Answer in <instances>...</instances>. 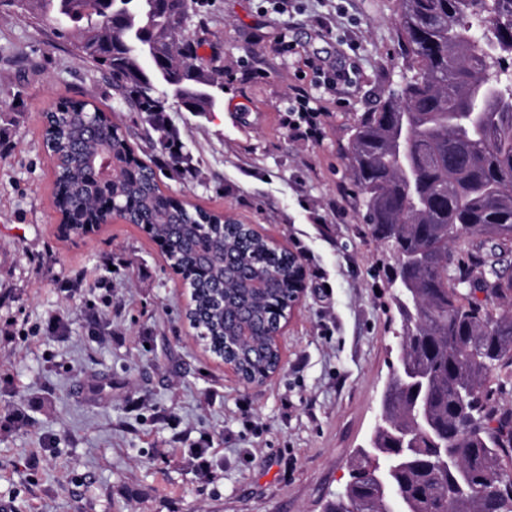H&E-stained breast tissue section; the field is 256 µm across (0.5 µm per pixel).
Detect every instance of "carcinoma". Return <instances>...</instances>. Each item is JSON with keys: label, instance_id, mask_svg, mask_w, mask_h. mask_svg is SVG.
<instances>
[{"label": "carcinoma", "instance_id": "obj_1", "mask_svg": "<svg viewBox=\"0 0 512 512\" xmlns=\"http://www.w3.org/2000/svg\"><path fill=\"white\" fill-rule=\"evenodd\" d=\"M85 61L112 77L117 99L141 113L142 131L124 130L88 101L61 100L62 121L48 112L45 139L63 163L54 168L53 205L78 224L93 210L69 214L76 197L110 201L118 217L153 240H175L166 253L183 279L184 316L200 344L259 384L280 366L277 334L291 310L295 260L224 213L177 198L161 201V171L141 161L136 136L168 153L178 175L192 166L167 128L156 97L162 71L183 68L195 86L182 98L191 112H210L224 86L221 70L193 76L183 30L156 0H37ZM407 82L353 127L347 156L362 198L366 234L390 262L408 261L411 283L388 282L399 321V350L389 362L386 404L371 445L389 447L393 429L416 432V463L396 471L377 494L363 474L336 494L326 512H512V412L496 410L487 382L512 380V313L466 300L461 288L512 300V278L476 263L464 267L452 248L490 236L512 247V0H397ZM120 168L111 184L86 174ZM426 377L418 400L403 372ZM452 448L455 467L437 446Z\"/></svg>", "mask_w": 512, "mask_h": 512}]
</instances>
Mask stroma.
Instances as JSON below:
<instances>
[{"mask_svg": "<svg viewBox=\"0 0 512 512\" xmlns=\"http://www.w3.org/2000/svg\"><path fill=\"white\" fill-rule=\"evenodd\" d=\"M397 0H201L184 33L218 110L163 106L195 176L164 193L297 252L306 292L282 368L243 384L199 345L187 293L135 225L60 235L44 114L89 99L124 128L106 72L38 12L0 0V504L7 512H324L366 447L395 327L384 258L364 232L350 131L406 76ZM323 137L288 129L292 90ZM343 213L335 215L331 202ZM203 449L207 468L193 457Z\"/></svg>", "mask_w": 512, "mask_h": 512, "instance_id": "stroma-1", "label": "stroma"}]
</instances>
